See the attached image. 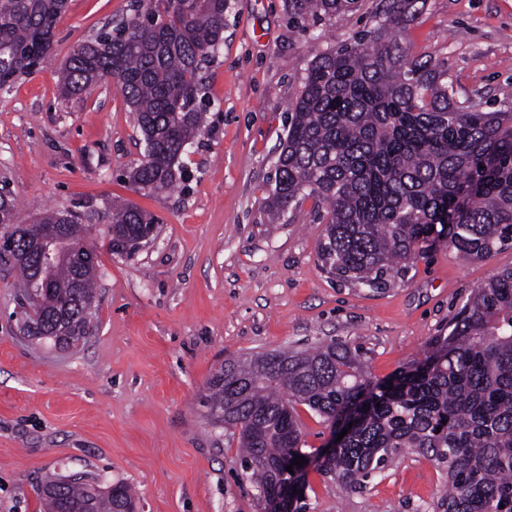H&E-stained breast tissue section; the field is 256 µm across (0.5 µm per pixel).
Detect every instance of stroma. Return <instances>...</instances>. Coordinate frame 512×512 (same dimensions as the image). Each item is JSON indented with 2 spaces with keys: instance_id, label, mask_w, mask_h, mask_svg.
Returning a JSON list of instances; mask_svg holds the SVG:
<instances>
[{
  "instance_id": "35a3bbf8",
  "label": "stroma",
  "mask_w": 512,
  "mask_h": 512,
  "mask_svg": "<svg viewBox=\"0 0 512 512\" xmlns=\"http://www.w3.org/2000/svg\"><path fill=\"white\" fill-rule=\"evenodd\" d=\"M224 42L203 71L207 124L183 163L189 180L149 197L125 178L144 143L115 80L62 100L58 72L134 0H69L52 54L0 87V177L20 223L81 206L99 264L92 333L58 349L17 327L18 274L0 262V512H42L40 487L84 474L133 490L137 512H255L237 444L201 397L225 360L336 340L362 346L378 379L419 362L473 288L512 267V247L480 261L445 244L373 292L323 272L312 199L270 222L287 112L316 54L382 27L437 62L456 100L505 108L512 88V0H418L413 20L382 0L309 29L288 0H227ZM127 201L160 221L134 257L110 254L102 217ZM309 512H423L442 490L435 465L407 452L365 491L306 469Z\"/></svg>"
}]
</instances>
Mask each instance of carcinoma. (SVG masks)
Listing matches in <instances>:
<instances>
[{
  "instance_id": "cac0c4a2",
  "label": "carcinoma",
  "mask_w": 512,
  "mask_h": 512,
  "mask_svg": "<svg viewBox=\"0 0 512 512\" xmlns=\"http://www.w3.org/2000/svg\"><path fill=\"white\" fill-rule=\"evenodd\" d=\"M134 14L75 47L59 71L68 100L106 78L135 112L144 159L129 175L146 196L185 180L182 157L205 126L201 64L224 41L227 0H135ZM358 0H288L289 20L316 24ZM66 0H0V86L30 74L52 43ZM269 208L305 198L321 209L318 246L327 273L364 288L389 286L438 241L464 260L512 246V112L458 102L434 61L410 55L380 29L318 54L286 118ZM107 250L131 257L156 217L131 203L107 206ZM60 260L38 261L36 230L21 233L11 192L0 193V235L20 273L21 330L59 348L90 333L97 262L83 263L91 225L58 211ZM203 404L237 439L243 478L288 512H309L305 469L343 489H364L405 450L444 475L431 512H512V269L476 288L433 337L423 361L372 377L360 350L312 349L229 359L209 379ZM348 430L330 455L303 451L296 406ZM293 466V472L286 467ZM44 512H133L128 486L59 476L40 492Z\"/></svg>"
}]
</instances>
